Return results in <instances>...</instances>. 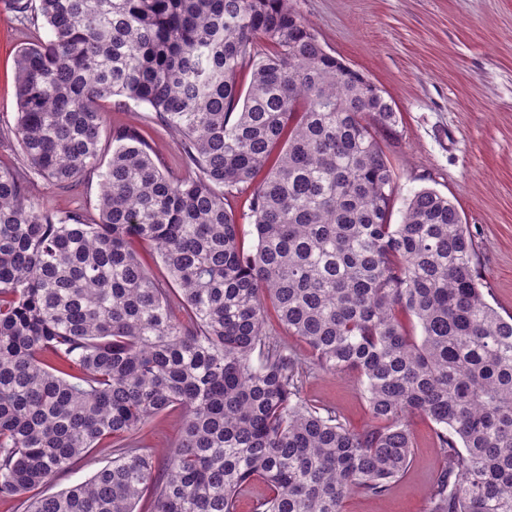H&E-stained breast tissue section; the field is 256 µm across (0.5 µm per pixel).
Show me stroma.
<instances>
[{
	"instance_id": "obj_1",
	"label": "stroma",
	"mask_w": 512,
	"mask_h": 512,
	"mask_svg": "<svg viewBox=\"0 0 512 512\" xmlns=\"http://www.w3.org/2000/svg\"><path fill=\"white\" fill-rule=\"evenodd\" d=\"M325 50L359 71L400 114L377 139L396 175L392 223L408 199L428 188L448 196L467 225L478 255L487 302L512 314V0H294ZM31 32L0 0V127L17 112L14 57ZM105 127L132 126L173 175L184 172L179 144L160 117L132 103L105 106ZM99 174L75 189L35 178L32 194L58 214L93 218ZM303 394L333 409L353 430L370 422L360 386L351 374L307 379ZM173 411L136 434L152 449L157 467L180 434ZM412 464L383 498L353 495L344 512H424L426 492L442 460L427 418L411 421Z\"/></svg>"
}]
</instances>
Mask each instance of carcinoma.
<instances>
[{"mask_svg":"<svg viewBox=\"0 0 512 512\" xmlns=\"http://www.w3.org/2000/svg\"><path fill=\"white\" fill-rule=\"evenodd\" d=\"M9 9L48 33L16 53L15 123L0 130L24 162L0 166V500L237 512L260 482L251 512H344L348 495L384 497L406 474L421 415L443 462L425 512H512V317L485 300L448 197L420 190L391 223L396 176L374 128L398 112L293 0ZM114 97L159 115L185 175L133 128L112 131L105 157ZM97 171L92 220L32 197V173L67 188ZM270 308L307 356L278 340ZM349 370L373 420L360 431L302 393ZM172 410L181 432L159 474L131 438ZM107 443L112 462L89 479L39 493Z\"/></svg>","mask_w":512,"mask_h":512,"instance_id":"1","label":"carcinoma"}]
</instances>
